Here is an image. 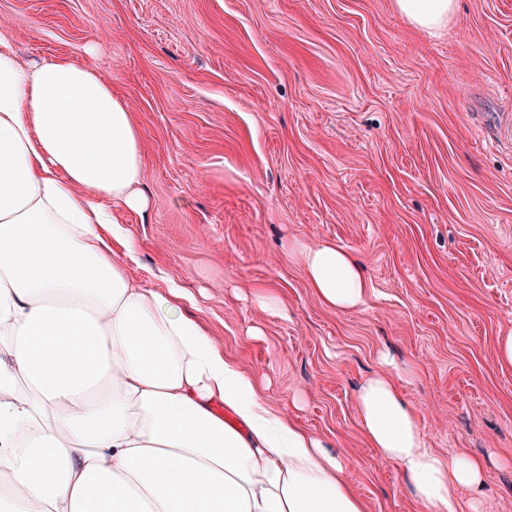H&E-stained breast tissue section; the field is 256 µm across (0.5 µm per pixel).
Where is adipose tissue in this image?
Here are the masks:
<instances>
[{
  "label": "adipose tissue",
  "mask_w": 512,
  "mask_h": 512,
  "mask_svg": "<svg viewBox=\"0 0 512 512\" xmlns=\"http://www.w3.org/2000/svg\"><path fill=\"white\" fill-rule=\"evenodd\" d=\"M437 34L456 0H393ZM143 143L96 70L30 64L0 26V512H366L339 454L264 403L182 308L136 280L114 210L148 207ZM315 296L361 308L359 260L288 245ZM364 437L423 512H484L483 461L444 458L388 374L355 397Z\"/></svg>",
  "instance_id": "ef3b65f1"
}]
</instances>
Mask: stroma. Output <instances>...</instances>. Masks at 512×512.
I'll list each match as a JSON object with an SVG mask.
<instances>
[{"mask_svg":"<svg viewBox=\"0 0 512 512\" xmlns=\"http://www.w3.org/2000/svg\"><path fill=\"white\" fill-rule=\"evenodd\" d=\"M1 25L126 100L150 198L117 214L133 275L194 297L368 512H421L361 431L356 392L383 372L429 448L486 461V512H512V0H459L437 35L392 0H0ZM328 240L364 266L359 310L321 304L283 252Z\"/></svg>","mask_w":512,"mask_h":512,"instance_id":"stroma-1","label":"stroma"}]
</instances>
